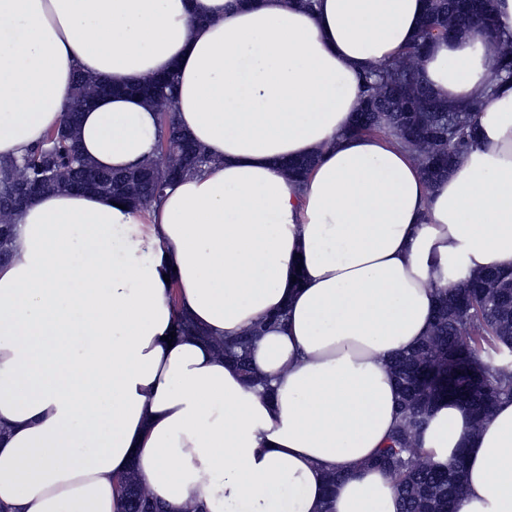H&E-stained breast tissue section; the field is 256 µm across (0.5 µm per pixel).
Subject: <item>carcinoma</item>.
Here are the masks:
<instances>
[{
  "mask_svg": "<svg viewBox=\"0 0 512 512\" xmlns=\"http://www.w3.org/2000/svg\"><path fill=\"white\" fill-rule=\"evenodd\" d=\"M423 36L391 64L368 71L354 131L395 137L415 155L426 181L435 184L448 174L460 155L477 144L475 116L482 102L450 109L422 87L418 70L425 59L427 42L446 39L448 33L467 34L471 27L456 0H426ZM495 68L491 92L512 81V42L491 44ZM104 82L76 76L73 105L68 113L83 108L101 96ZM173 77L164 83L153 78L131 91L158 107L156 152L167 150L176 174L167 171L143 175L152 167L144 160L128 170L101 169L83 156L75 138L78 123L65 125V132L51 129L43 140L19 158L0 157V225L15 211L10 197L27 190L66 191V175L81 170L97 184V191L145 207L175 178L208 163L203 150L175 124ZM315 158L288 162V175L304 178ZM455 282L435 294L431 329L416 346L391 362L399 398L396 420L372 466L385 471L394 482L397 512H456L465 491L463 451L442 465L423 452L421 439L444 398H451L469 413L471 429L479 428L502 400L512 401V271L488 267L476 276L450 273ZM288 311L283 308L266 321L252 325L240 336L218 343L224 357L241 370L246 384L259 393L269 391L265 379L251 367V348L271 324L284 327ZM124 512H166V504L141 485L129 472L118 485Z\"/></svg>",
  "mask_w": 512,
  "mask_h": 512,
  "instance_id": "carcinoma-1",
  "label": "carcinoma"
}]
</instances>
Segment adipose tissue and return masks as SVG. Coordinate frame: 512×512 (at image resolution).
Wrapping results in <instances>:
<instances>
[{
	"label": "adipose tissue",
	"mask_w": 512,
	"mask_h": 512,
	"mask_svg": "<svg viewBox=\"0 0 512 512\" xmlns=\"http://www.w3.org/2000/svg\"><path fill=\"white\" fill-rule=\"evenodd\" d=\"M425 0H0V156L36 145L76 74H171L179 129L208 155L148 209L41 192L13 213L0 264V505L122 512L135 471L169 512H396L373 467L394 422L390 362L429 330L449 271L512 269V86L488 96L478 31L431 44L418 78L484 105L478 144L429 187L407 149L353 130L360 84L417 39ZM157 109L102 96L83 155L151 157ZM312 156L302 182L284 161ZM251 367L213 342L280 308ZM200 337H172L174 310ZM467 446L457 512H512V401L478 431L439 403L422 437ZM341 474L326 495V473Z\"/></svg>",
	"instance_id": "adipose-tissue-1"
}]
</instances>
